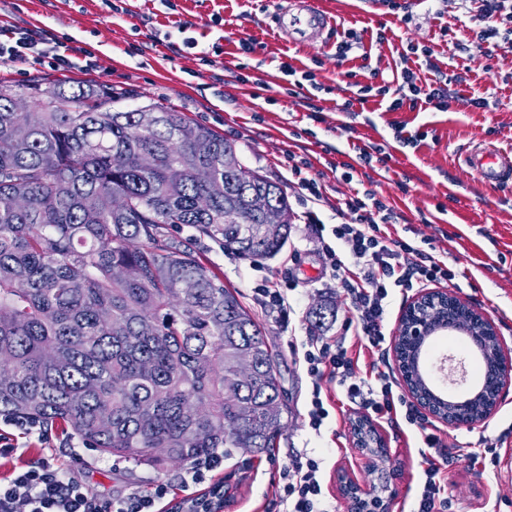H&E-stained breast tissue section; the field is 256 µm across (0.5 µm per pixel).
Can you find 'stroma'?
Returning <instances> with one entry per match:
<instances>
[{
	"label": "stroma",
	"instance_id": "stroma-1",
	"mask_svg": "<svg viewBox=\"0 0 512 512\" xmlns=\"http://www.w3.org/2000/svg\"><path fill=\"white\" fill-rule=\"evenodd\" d=\"M280 0H124L115 12L107 0H0V30L38 29L64 45L68 68L52 60L0 61V82L23 93L31 80L93 81L110 85L113 111L146 105L183 112L234 143L242 164L281 185L293 212L290 236L271 259L244 260L205 238H191L189 229L173 237L190 239L204 263L232 289L260 322L275 356L284 390L286 427L275 448L255 456L235 451L215 479L224 482V512H279L275 500L280 470L299 452L321 459L325 500L337 512H348L338 477L350 474L371 491L379 473L390 478L395 497L392 512H401L416 490L420 456L412 429L383 420L375 427L387 450L367 461L355 447L354 418L362 411L349 403L340 387L324 382L332 411L321 431L308 426L311 379L297 348L306 336H329L350 314L341 289L321 277L322 259L315 229L305 214L315 211L326 225L341 223L337 198L363 191L362 182L343 181L339 172L354 162L361 147L373 144L389 153L387 164L371 173L379 196L402 216L401 236L410 230L430 238L434 253L447 256L458 292L496 323L505 347L512 349V183L488 186L462 163L461 153L486 141L512 150V50L489 49L477 39L461 41L474 27L471 14L457 0L415 7L410 23L389 13L383 0H320L336 20L327 43L297 47L278 32L275 11ZM357 42L345 59H337L336 43L347 33ZM251 39L254 50L241 52L239 42ZM195 48H188V41ZM427 45L431 58L414 57L410 48ZM288 62L313 69L321 86L312 101L288 94L279 69ZM410 64L427 84L437 75L449 79L454 100L448 111L404 108L388 111L380 98L360 100L362 84L392 79ZM356 72L350 85L346 74ZM353 100L352 113L340 111ZM319 120L309 117L310 106ZM419 134L407 147L394 136L395 127ZM300 165L294 176L292 165ZM320 180L325 200H304L299 177ZM287 279L297 288L289 328L252 295L260 274ZM448 452L456 458L448 469L449 492L457 512H512V472L495 470L490 458L476 459L479 434L498 439L496 455L512 457V384L501 392L494 414L483 423L451 426L429 418ZM48 441L21 439V456L0 460V477L23 462L44 455L46 445L63 455L79 456L75 472L91 488L115 496L130 485L146 489L164 479L177 481L183 466L163 473L127 461L116 462L84 447L75 436L49 428Z\"/></svg>",
	"mask_w": 512,
	"mask_h": 512
}]
</instances>
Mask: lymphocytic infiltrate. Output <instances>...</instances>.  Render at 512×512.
<instances>
[{"label": "lymphocytic infiltrate", "instance_id": "obj_1", "mask_svg": "<svg viewBox=\"0 0 512 512\" xmlns=\"http://www.w3.org/2000/svg\"><path fill=\"white\" fill-rule=\"evenodd\" d=\"M478 20L479 40L494 47L501 43L512 47V0H480ZM60 48V43H48L38 31L17 30L0 39V58L23 62L36 54L64 65L68 59ZM360 94L387 98L392 112L421 102L441 112L450 106L447 87L419 84L415 72L406 66L381 86H362ZM336 211L346 220L334 225V243L320 242L318 250L323 277L349 298L352 315L342 324L339 336H311L306 341L303 361L315 382L308 426L320 431L329 416L320 385L325 377L336 381L347 400L358 404L368 417L390 422L404 419L416 430L420 446L430 451L423 460L411 512H450L445 444L384 369L388 361L385 318L394 290L422 291L453 281L455 274L447 260L387 232V225L397 223L399 216L375 190L337 199ZM351 333L364 340L376 358L378 367L371 376H364L358 359L349 352L346 339ZM223 464L220 448L190 463L179 478L182 498L164 511L160 504L171 493L170 482H155L148 493L134 489L115 497L88 487L52 454L28 461L8 479H0V512H224L223 482L206 481L207 473ZM281 479L279 499L284 512H329L322 493L320 459L296 455L282 469ZM203 482L207 492L193 493V486Z\"/></svg>", "mask_w": 512, "mask_h": 512}]
</instances>
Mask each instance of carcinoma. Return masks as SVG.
Wrapping results in <instances>:
<instances>
[{
	"label": "carcinoma",
	"instance_id": "1",
	"mask_svg": "<svg viewBox=\"0 0 512 512\" xmlns=\"http://www.w3.org/2000/svg\"><path fill=\"white\" fill-rule=\"evenodd\" d=\"M25 93L34 109L14 112L19 95L0 87V362L13 370L0 414L158 472L171 457L275 447L284 395L267 336L168 227L272 257L291 229L284 190L257 172L238 182L235 145L181 112L158 108L143 129L136 111L110 109L107 85L34 80ZM214 179L225 194L201 212ZM118 266L140 275L117 278ZM242 351L254 357L248 381L232 373Z\"/></svg>",
	"mask_w": 512,
	"mask_h": 512
}]
</instances>
